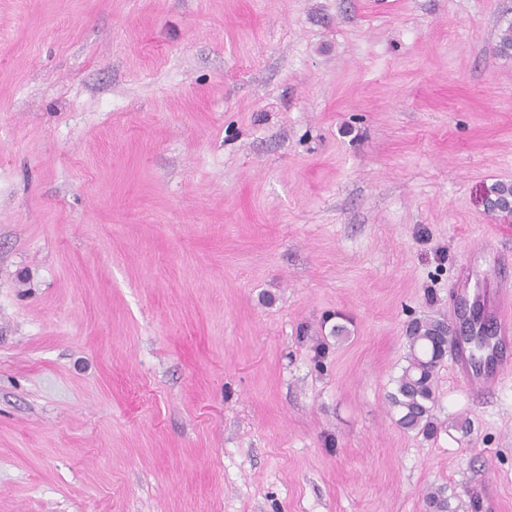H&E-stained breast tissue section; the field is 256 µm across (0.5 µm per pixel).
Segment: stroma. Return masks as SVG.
<instances>
[{
	"mask_svg": "<svg viewBox=\"0 0 512 512\" xmlns=\"http://www.w3.org/2000/svg\"><path fill=\"white\" fill-rule=\"evenodd\" d=\"M510 20L0 0V512H512V383L387 400L458 263L512 276Z\"/></svg>",
	"mask_w": 512,
	"mask_h": 512,
	"instance_id": "1",
	"label": "stroma"
}]
</instances>
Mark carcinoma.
Masks as SVG:
<instances>
[{
	"label": "carcinoma",
	"instance_id": "cac0c4a2",
	"mask_svg": "<svg viewBox=\"0 0 512 512\" xmlns=\"http://www.w3.org/2000/svg\"><path fill=\"white\" fill-rule=\"evenodd\" d=\"M512 198V183L498 182L486 192V199L499 201ZM450 328L445 318L414 319L406 329L409 353L407 365L388 394L391 406L399 413L398 425L407 431L431 437L434 423L435 371L448 353ZM431 512H458L444 490L437 488L426 494Z\"/></svg>",
	"mask_w": 512,
	"mask_h": 512
}]
</instances>
